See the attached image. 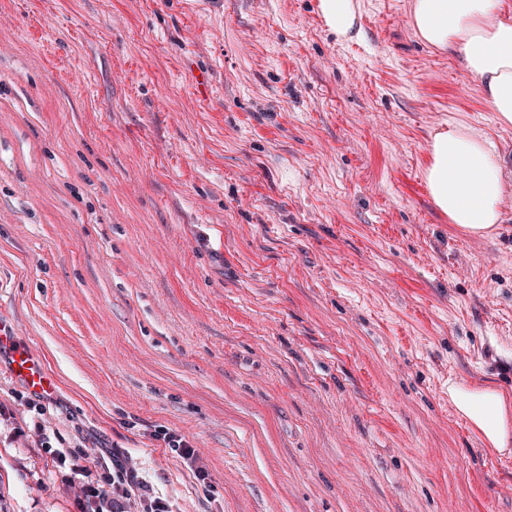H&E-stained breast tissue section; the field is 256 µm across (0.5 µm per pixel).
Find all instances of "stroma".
Segmentation results:
<instances>
[{"mask_svg": "<svg viewBox=\"0 0 512 512\" xmlns=\"http://www.w3.org/2000/svg\"><path fill=\"white\" fill-rule=\"evenodd\" d=\"M409 5L0 0V317L60 380L0 361V512H83L100 447L169 512H512L448 399L512 395V193L472 236L421 175L440 121L512 127ZM318 11L326 27L344 40L360 35L357 26L358 4L355 0H318ZM162 439L168 448H171L183 459L189 466L196 464V456L194 450L188 445L181 436L175 433H170L168 430H159L156 435Z\"/></svg>", "mask_w": 512, "mask_h": 512, "instance_id": "35a3bbf8", "label": "stroma"}]
</instances>
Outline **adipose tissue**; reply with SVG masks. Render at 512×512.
I'll return each instance as SVG.
<instances>
[{
	"mask_svg": "<svg viewBox=\"0 0 512 512\" xmlns=\"http://www.w3.org/2000/svg\"><path fill=\"white\" fill-rule=\"evenodd\" d=\"M326 27L345 40L360 35L356 0H318ZM410 26L427 46L457 56L480 84L500 126L512 125V11L503 0H411ZM423 179L434 205L449 223L485 234L503 223L508 185L504 160L493 141L459 121H443L428 145ZM457 412L492 448L512 445L508 399L493 387L449 384Z\"/></svg>",
	"mask_w": 512,
	"mask_h": 512,
	"instance_id": "obj_1",
	"label": "adipose tissue"
}]
</instances>
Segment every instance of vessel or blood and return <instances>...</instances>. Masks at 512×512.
<instances>
[{
  "label": "vessel or blood",
  "mask_w": 512,
  "mask_h": 512,
  "mask_svg": "<svg viewBox=\"0 0 512 512\" xmlns=\"http://www.w3.org/2000/svg\"><path fill=\"white\" fill-rule=\"evenodd\" d=\"M5 357L13 375L33 394L48 396L59 385L42 354L20 344L10 322L0 319V357Z\"/></svg>",
  "instance_id": "1"
}]
</instances>
